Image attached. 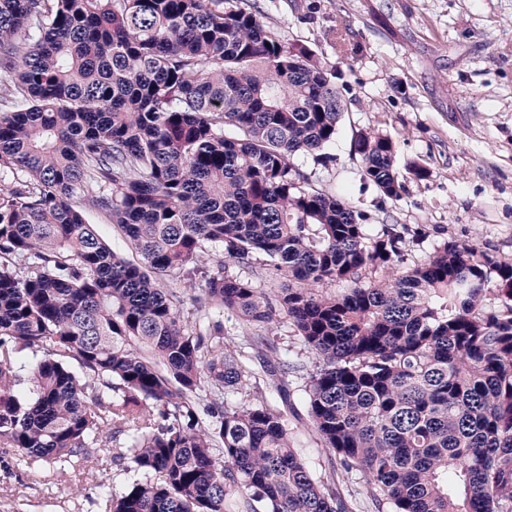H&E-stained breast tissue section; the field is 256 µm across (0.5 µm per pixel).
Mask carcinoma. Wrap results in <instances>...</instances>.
<instances>
[{"mask_svg": "<svg viewBox=\"0 0 512 512\" xmlns=\"http://www.w3.org/2000/svg\"><path fill=\"white\" fill-rule=\"evenodd\" d=\"M0 83V174L19 176L0 194L1 446L62 467L125 437L138 478L112 512H352L336 469L294 448L304 365L278 357L285 321L316 358L307 421L377 512H512V263L448 243L360 284L403 237L369 238L296 165L321 161L344 112L314 49L238 0H0ZM354 150L400 199L395 142L362 132ZM208 250L224 262L198 287ZM259 256L288 280L274 297L224 268ZM162 276L238 317L246 347L219 321L188 327ZM79 202L85 211V215L89 223L97 225L99 234L106 242H108L112 247V250L123 255L128 260L138 262L139 257L129 247L122 233L117 226H114L111 223L109 217L105 213L92 207L87 200H81Z\"/></svg>", "mask_w": 512, "mask_h": 512, "instance_id": "cac0c4a2", "label": "carcinoma"}]
</instances>
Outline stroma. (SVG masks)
Returning <instances> with one entry per match:
<instances>
[{
    "label": "stroma",
    "mask_w": 512,
    "mask_h": 512,
    "mask_svg": "<svg viewBox=\"0 0 512 512\" xmlns=\"http://www.w3.org/2000/svg\"><path fill=\"white\" fill-rule=\"evenodd\" d=\"M283 41L313 48L346 103L327 162L298 160L310 183L395 226L411 268L449 242L512 263V0H244ZM423 165L399 200L359 175L357 134ZM125 438L66 469L0 447V512H109L136 474Z\"/></svg>",
    "instance_id": "35a3bbf8"
}]
</instances>
